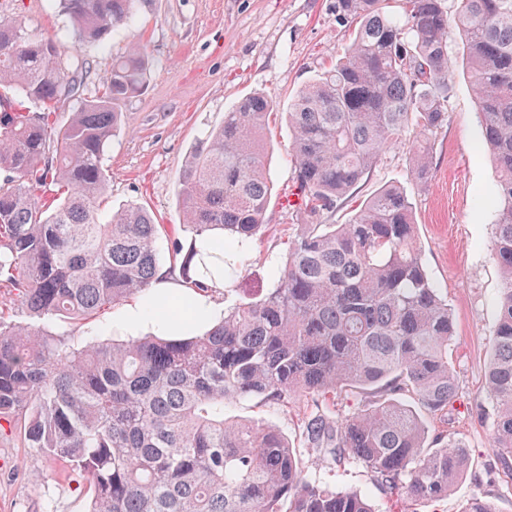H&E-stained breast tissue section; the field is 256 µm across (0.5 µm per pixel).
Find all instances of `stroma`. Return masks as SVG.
I'll list each match as a JSON object with an SVG mask.
<instances>
[{
  "mask_svg": "<svg viewBox=\"0 0 512 512\" xmlns=\"http://www.w3.org/2000/svg\"><path fill=\"white\" fill-rule=\"evenodd\" d=\"M332 2L148 0L128 27L85 51L90 62L82 92L86 101L101 94L113 58L131 40L146 46L152 62L146 89L121 105L120 125L106 148L107 210L137 204L158 223H181L179 177L190 151L242 97L259 92L273 102L264 135L273 184L265 227L231 254L237 265L233 286L209 292V301L219 309L275 285L304 221L302 211L285 202L294 172L286 111L302 85L343 55L353 38L352 27L336 23ZM24 3L22 16L30 32L71 45L68 21L55 0ZM448 67L452 83L443 127L426 140L415 127L405 128L331 221L346 223L379 190L402 188L413 207L422 260L454 316L451 365L457 395L447 413L427 426L430 433L444 430L465 441L471 466L447 498L418 504L416 512H462L477 496L493 502L498 512H512V468H505L489 446V421L476 416L490 407L484 374L501 288L492 251L491 204L498 177L476 114L460 37L448 42ZM423 146L429 147L433 162V176L425 184L413 173V157ZM126 309L120 303L94 317L56 323L52 330L70 336L77 347L111 337L121 340ZM309 408L308 400L298 396L285 405L241 399L226 403L224 416L275 426L295 442ZM298 455L305 472L322 484L363 493L380 512L385 507L403 512L401 503L385 501L362 466L320 465L304 448ZM88 501L86 488L63 464L24 447L19 433L0 435V512H85Z\"/></svg>",
  "mask_w": 512,
  "mask_h": 512,
  "instance_id": "35a3bbf8",
  "label": "stroma"
}]
</instances>
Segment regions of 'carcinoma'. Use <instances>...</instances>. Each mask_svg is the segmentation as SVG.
Masks as SVG:
<instances>
[{"label":"carcinoma","instance_id":"1","mask_svg":"<svg viewBox=\"0 0 512 512\" xmlns=\"http://www.w3.org/2000/svg\"><path fill=\"white\" fill-rule=\"evenodd\" d=\"M0 3V277L29 321L0 312V432L63 461L90 492L87 512H378L357 492L307 477L278 429L224 419V404H287L302 394L316 411L301 421L318 461L358 464L387 497L410 504L448 496L466 472L464 441L428 430L401 396L429 414L457 393L450 364L453 314L430 279L411 203L399 187L376 193L346 224H326L412 125L423 136L448 117V36L463 37L484 140L499 172L494 258L502 272L498 319L485 372L494 409L491 447L512 460V0H334L354 25L350 47L288 106L295 206L307 216L276 286L203 317L180 336L81 348L54 320L86 319L153 290L165 236L182 286L206 293L234 270L225 255L263 228L272 184L260 142L271 101L240 99L187 157L179 183L182 227L142 206L100 218L108 189L105 148L119 103L142 92L150 66L134 42L106 78L105 95L57 127L55 105L76 96L81 46L104 41L145 0H56L73 46L30 33L19 0ZM432 176L430 151L414 157ZM56 187L51 201L37 194ZM189 297H151L147 315L187 310ZM346 387L372 399L348 413L330 407Z\"/></svg>","mask_w":512,"mask_h":512}]
</instances>
